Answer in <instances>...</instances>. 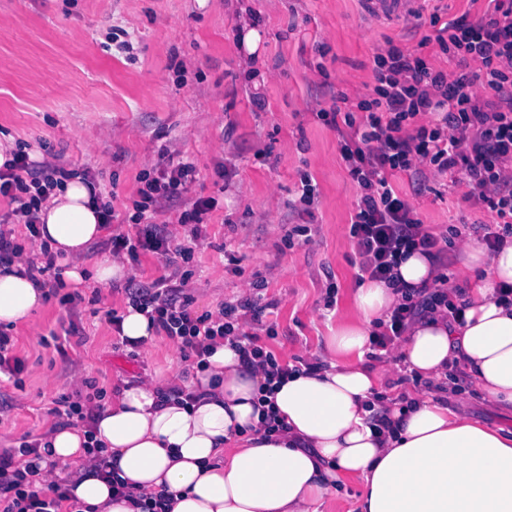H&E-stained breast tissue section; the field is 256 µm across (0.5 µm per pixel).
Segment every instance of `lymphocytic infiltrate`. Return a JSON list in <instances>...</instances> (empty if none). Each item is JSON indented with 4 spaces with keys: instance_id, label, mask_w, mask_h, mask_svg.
<instances>
[{
    "instance_id": "1",
    "label": "lymphocytic infiltrate",
    "mask_w": 512,
    "mask_h": 512,
    "mask_svg": "<svg viewBox=\"0 0 512 512\" xmlns=\"http://www.w3.org/2000/svg\"><path fill=\"white\" fill-rule=\"evenodd\" d=\"M493 3L477 18L464 14L441 28L437 41L456 66L453 74L434 70L421 54L392 43L374 59L372 99L359 101L352 110L337 106L320 114L322 120L347 128L340 153L358 189L350 234L356 240L359 270L368 278L395 283L394 268L402 256L419 248L429 252L437 245L389 181L394 172L413 171L421 164L440 175L458 174L496 213L502 229L486 232L488 246L512 236V172L505 169L512 161V0ZM479 86L493 91V102L479 100ZM359 111L364 120H356ZM424 113L433 114L435 123L415 125V118ZM195 172L193 162L165 148L153 172L140 175L137 197L126 203L124 219L146 225L147 231L136 237L113 236L112 252L134 260L141 250H152L160 253L166 272L148 283L129 279V302L147 313L157 332L176 342L184 356L195 357L198 367L206 365L210 341L227 337L244 367L262 369L271 380L282 379L288 366L243 330L265 310L258 298L221 304L214 313L198 315L192 309L193 299L179 272L193 259L194 249L178 242L160 216L176 212L178 224L189 227L192 238L201 237V226L217 201L189 197ZM77 175L87 184L95 182L91 170L78 174L60 164L47 169L20 148L0 167V199L8 205L0 216L1 269L23 253L9 225H24L30 240L37 241L40 205ZM39 249L40 262L26 264L29 276L45 288L46 298L63 306L74 304L78 293L60 291L56 255L47 244L40 243ZM445 302L437 291H408L391 310L385 332L373 337V346L393 345L416 316ZM102 396V388L87 380L53 399L47 413L67 425H86L101 410ZM41 441V436L27 433L17 447L0 453V512H63L68 490L63 482L52 480V467L44 466Z\"/></svg>"
}]
</instances>
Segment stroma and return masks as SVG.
Listing matches in <instances>:
<instances>
[{
    "label": "stroma",
    "instance_id": "stroma-1",
    "mask_svg": "<svg viewBox=\"0 0 512 512\" xmlns=\"http://www.w3.org/2000/svg\"><path fill=\"white\" fill-rule=\"evenodd\" d=\"M487 0H425L416 20L365 18L357 0H0V140L32 160L60 155L92 169L99 196L128 198L161 148L194 161L191 197L217 196L189 268L196 313L256 294L268 303L260 343L280 363L317 362L330 330L353 317L359 256L350 234L356 202L335 128L318 118L336 98H371L373 59L387 41L420 51L453 71L435 42L433 17L478 13ZM130 40L132 51L121 50ZM316 187L302 207V173ZM391 182L437 239L450 282L465 287L457 247L481 240L497 216L470 187L449 177L397 172ZM310 228L312 243L292 227ZM69 307L45 302L9 327L25 359L23 388L0 382V450L55 423L52 398L80 379L112 392L149 377H174L188 363L176 343L156 337L130 349L101 311H124V282L83 285ZM83 338L72 366L39 344L50 332ZM472 416L512 428L469 381L449 372Z\"/></svg>",
    "mask_w": 512,
    "mask_h": 512
}]
</instances>
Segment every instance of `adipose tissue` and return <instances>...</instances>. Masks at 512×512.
Returning a JSON list of instances; mask_svg holds the SVG:
<instances>
[{"label": "adipose tissue", "mask_w": 512, "mask_h": 512, "mask_svg": "<svg viewBox=\"0 0 512 512\" xmlns=\"http://www.w3.org/2000/svg\"><path fill=\"white\" fill-rule=\"evenodd\" d=\"M37 217L41 240L70 260L72 287L128 276L107 254L84 266L103 226L82 180L67 182ZM459 253L467 288L448 289L447 304L415 318L391 357L437 382L460 369L488 404L512 410V239L491 253L470 240ZM24 270L18 261L0 272L1 324L28 320L44 304ZM396 271L399 287L368 279L356 288L355 315L328 336L323 371L291 374L269 391L262 371L241 368L229 341L218 342L185 395H170L169 378L127 384L90 428L51 431L55 477L91 512H147L113 492L116 479L148 499L167 494V512H324L356 479V512H512V430L477 421L452 391L377 401L386 372L365 362L376 323L400 302V287L442 286L422 250ZM270 412L281 423L273 432ZM94 446L106 468L91 461Z\"/></svg>", "instance_id": "ef3b65f1"}]
</instances>
